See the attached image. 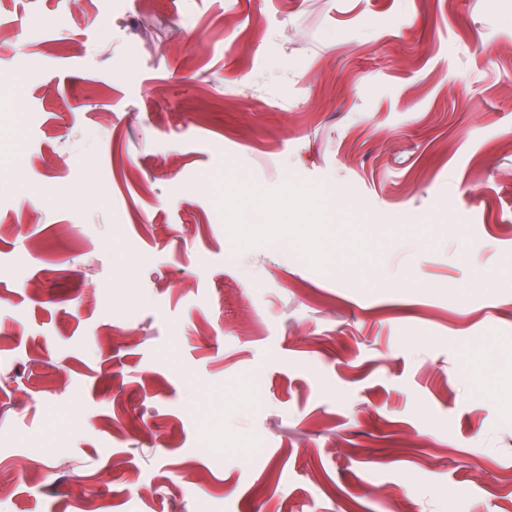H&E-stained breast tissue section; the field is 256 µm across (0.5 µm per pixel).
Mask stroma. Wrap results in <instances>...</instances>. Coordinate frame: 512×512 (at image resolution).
Segmentation results:
<instances>
[{
    "label": "stroma",
    "mask_w": 512,
    "mask_h": 512,
    "mask_svg": "<svg viewBox=\"0 0 512 512\" xmlns=\"http://www.w3.org/2000/svg\"><path fill=\"white\" fill-rule=\"evenodd\" d=\"M1 71L0 512H512V0H0Z\"/></svg>",
    "instance_id": "1"
}]
</instances>
